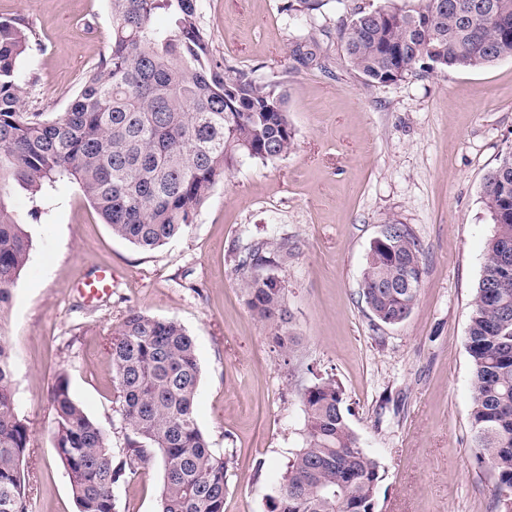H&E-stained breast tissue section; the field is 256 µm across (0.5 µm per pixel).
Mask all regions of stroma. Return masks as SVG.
I'll use <instances>...</instances> for the list:
<instances>
[{
  "label": "stroma",
  "mask_w": 512,
  "mask_h": 512,
  "mask_svg": "<svg viewBox=\"0 0 512 512\" xmlns=\"http://www.w3.org/2000/svg\"><path fill=\"white\" fill-rule=\"evenodd\" d=\"M286 3L200 8L218 60L286 90L291 153L240 159L189 233L153 252L113 235L73 184L47 220L29 225L30 259L0 322L31 430L29 512H78L54 448L58 375L122 447L110 341L132 309L176 320L195 339L198 424L217 453L234 455L224 512H269L303 442L301 393L321 378L342 386L360 446L380 464L376 512H497L494 474L477 459L466 340L493 233L484 177L512 145V58L373 87L347 65L336 26L351 8L382 0H329L312 17ZM0 18L19 20L40 44L25 61L31 112L65 111L112 41L107 0H0ZM310 34L324 67L292 57ZM392 220L413 229L423 274L411 314L386 326L361 297V272ZM256 239L292 249L281 274L299 346L288 364L235 271L237 248ZM104 267L112 291L87 301L75 286ZM161 485L159 463L140 468L118 491V512H156Z\"/></svg>",
  "instance_id": "1"
}]
</instances>
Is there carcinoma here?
Listing matches in <instances>:
<instances>
[{
  "label": "carcinoma",
  "instance_id": "obj_1",
  "mask_svg": "<svg viewBox=\"0 0 512 512\" xmlns=\"http://www.w3.org/2000/svg\"><path fill=\"white\" fill-rule=\"evenodd\" d=\"M112 43L58 114L25 111L23 62L38 42L0 19V317L26 266L31 237L11 195H28L27 217L44 219L75 183L112 233L150 252L188 233L216 183L237 159H279L295 146L284 94L219 62L200 22V0H108ZM163 12L170 27L160 29ZM345 61L368 85L417 72L477 70L512 57V0H384L336 28ZM494 224L468 324L471 420L478 460L512 493V147L485 177ZM288 239L251 242L235 271L247 305L274 327L271 343L298 345L277 273ZM423 249L399 224L374 244L362 271L372 318L394 326L415 307ZM113 378L126 425L114 453L104 427L75 402L65 376L50 401L54 447L78 512H118L117 488L153 460L163 483L158 512H224L230 458L211 448L195 415L196 344L176 320L131 309L112 331ZM303 443L288 459L271 512H372L379 463L352 429L344 391L321 379L301 395ZM31 447L12 384L11 352L0 336V512H28L23 464Z\"/></svg>",
  "mask_w": 512,
  "mask_h": 512
}]
</instances>
